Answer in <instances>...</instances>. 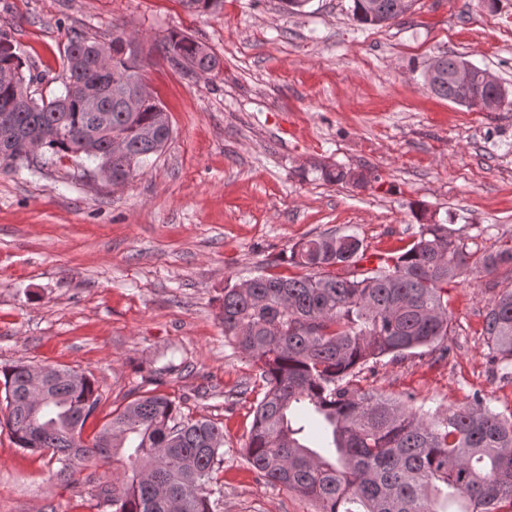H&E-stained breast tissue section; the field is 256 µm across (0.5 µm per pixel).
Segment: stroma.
<instances>
[{
    "label": "stroma",
    "instance_id": "stroma-1",
    "mask_svg": "<svg viewBox=\"0 0 512 512\" xmlns=\"http://www.w3.org/2000/svg\"><path fill=\"white\" fill-rule=\"evenodd\" d=\"M352 0H223L204 13L181 0H0V31L34 75L30 93L63 87L70 37L143 48L142 77L172 135L115 186L76 158L0 164V369L18 362L88 376L100 395L81 438L113 411L163 394L185 418L224 430L214 512H316L260 479L245 458L258 368L224 337L225 286L296 276L300 241L356 235L366 258L410 247L420 225L444 224L470 253L512 246V106L466 108L431 93L424 73L444 52L512 90V0H416L397 22L354 21ZM205 43L218 72L168 61L170 33ZM364 173L332 184L321 171ZM512 274L467 268L447 285L451 331L438 346L367 364L356 382L414 406L445 409L473 393L512 413V379L484 336V316ZM51 450L25 451L0 426V512H112L90 478L122 464L89 459L57 479Z\"/></svg>",
    "mask_w": 512,
    "mask_h": 512
}]
</instances>
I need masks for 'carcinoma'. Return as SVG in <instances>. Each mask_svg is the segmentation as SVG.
<instances>
[{
  "label": "carcinoma",
  "mask_w": 512,
  "mask_h": 512,
  "mask_svg": "<svg viewBox=\"0 0 512 512\" xmlns=\"http://www.w3.org/2000/svg\"><path fill=\"white\" fill-rule=\"evenodd\" d=\"M415 0H353L360 24L379 25L405 16ZM164 51L187 74L215 72L221 60L204 43L172 33ZM68 76L60 95L36 101L29 91L25 62L0 31V70L16 73L0 83V143L30 137L58 157L86 156L110 175L134 173L169 140L162 103L153 99L127 112L114 90L141 79V49L76 36L65 48ZM466 61L454 54L433 59L425 79L435 95L469 108L495 111L508 99L506 88L486 81L474 67L468 90L455 80ZM94 88L111 133L123 138L127 153L115 156L109 134L82 149L93 125L80 98ZM154 130L150 137L145 135ZM365 259L355 235L325 233L299 242L292 261L321 273L258 275L224 288L220 319L224 337L260 370L264 391L256 399L247 462L268 483L317 504V512H500L512 502V414L491 411L477 394L444 411H426L378 390L352 383L369 362L429 346L448 335L451 319L442 285L473 263L488 274L512 268V248L476 256L448 238L442 224H422L411 247L379 258L374 269L340 276L324 269ZM492 351L512 367V290L505 289L485 314ZM32 366L19 362L0 370L6 425L25 451L50 449L58 479L68 481L90 456L104 462L126 452L122 471L108 484L92 480L95 497L112 512H213L214 472L221 464L224 430L205 419H184L163 395L142 396L106 422L92 446L81 431L95 412L93 381L75 372L51 380L49 400L33 404L28 394ZM322 424L328 443L309 446L310 424Z\"/></svg>",
  "instance_id": "cac0c4a2"
}]
</instances>
